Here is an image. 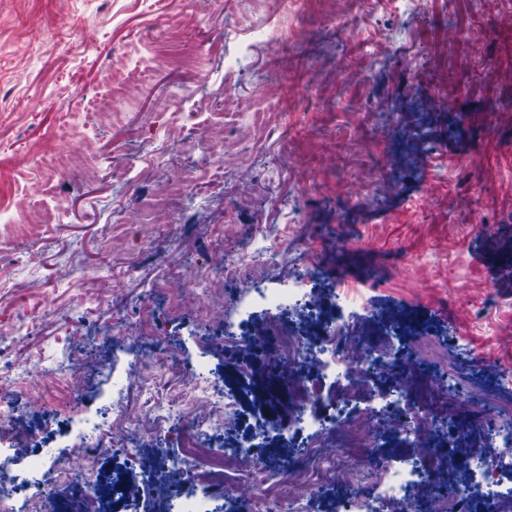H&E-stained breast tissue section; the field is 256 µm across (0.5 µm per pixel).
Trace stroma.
Masks as SVG:
<instances>
[{
  "mask_svg": "<svg viewBox=\"0 0 512 512\" xmlns=\"http://www.w3.org/2000/svg\"><path fill=\"white\" fill-rule=\"evenodd\" d=\"M509 14L512 0H291L278 14L265 0H0V167L11 173L0 198L22 200L0 223V378L15 415L0 446L67 444L76 422L102 416L113 445L78 477L60 457L67 478L34 490L32 507L49 497L76 512L77 482L129 469L130 437L143 458L181 455L183 419L156 405L183 399L194 421L211 423L214 445L249 446L274 475L310 468L305 512H336L334 475L313 472L310 448L261 431L271 408L256 389L272 365L261 314L239 313L251 284L276 288L304 272L340 304L420 311L447 364L419 352L415 336L389 347L422 374L432 419L490 395L512 419V386L501 382L512 377V278L484 262L512 247V114L493 113L470 137L425 126L427 195L398 166L412 105L477 113L512 99V81L498 77ZM476 28L495 32L479 53ZM450 32L459 65L445 55ZM373 40L389 54L374 57ZM259 88L277 123L265 139L240 137L219 101L230 92L246 110ZM82 138L91 153L50 187L37 154ZM295 158L310 175L304 191ZM161 173L183 197L152 223L144 207L163 193ZM35 210L61 221L32 223ZM262 230L275 265L229 282L212 275ZM350 239L375 278L338 261ZM426 250L463 272L460 291L411 264ZM235 320L243 339H225ZM195 372L208 397L191 395L184 377Z\"/></svg>",
  "mask_w": 512,
  "mask_h": 512,
  "instance_id": "stroma-1",
  "label": "stroma"
}]
</instances>
